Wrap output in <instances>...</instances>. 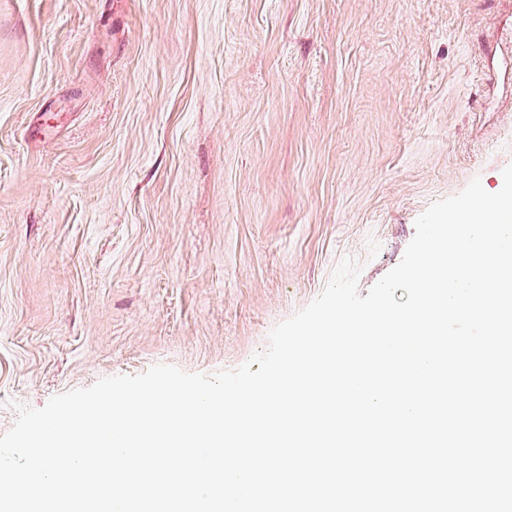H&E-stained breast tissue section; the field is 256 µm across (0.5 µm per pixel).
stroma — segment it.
<instances>
[{"mask_svg": "<svg viewBox=\"0 0 512 512\" xmlns=\"http://www.w3.org/2000/svg\"><path fill=\"white\" fill-rule=\"evenodd\" d=\"M512 164V0H0V435L234 369Z\"/></svg>", "mask_w": 512, "mask_h": 512, "instance_id": "obj_1", "label": "stroma"}]
</instances>
